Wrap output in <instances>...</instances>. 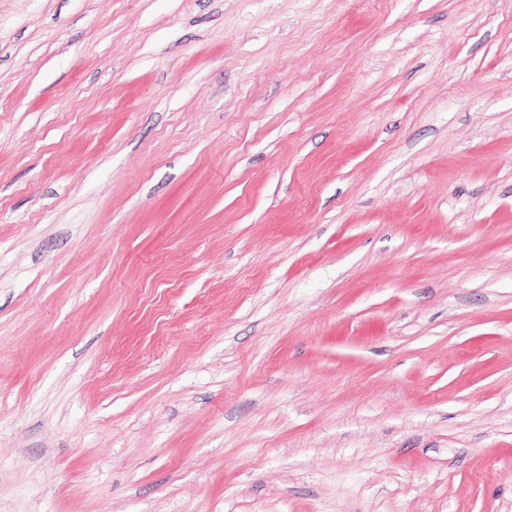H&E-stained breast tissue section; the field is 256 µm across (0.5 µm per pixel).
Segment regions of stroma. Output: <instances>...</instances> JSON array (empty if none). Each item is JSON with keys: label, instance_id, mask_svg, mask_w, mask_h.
I'll list each match as a JSON object with an SVG mask.
<instances>
[{"label": "stroma", "instance_id": "stroma-1", "mask_svg": "<svg viewBox=\"0 0 512 512\" xmlns=\"http://www.w3.org/2000/svg\"><path fill=\"white\" fill-rule=\"evenodd\" d=\"M0 512H512V0H0Z\"/></svg>", "mask_w": 512, "mask_h": 512}]
</instances>
